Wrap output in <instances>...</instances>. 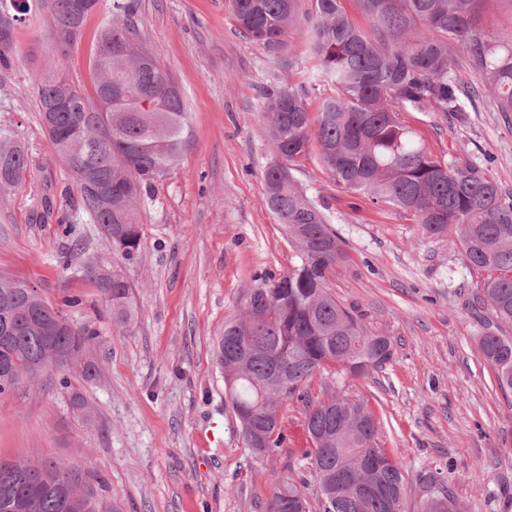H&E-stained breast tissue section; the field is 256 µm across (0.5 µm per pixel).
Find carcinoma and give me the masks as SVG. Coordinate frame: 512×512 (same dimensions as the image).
<instances>
[{
	"label": "carcinoma",
	"mask_w": 512,
	"mask_h": 512,
	"mask_svg": "<svg viewBox=\"0 0 512 512\" xmlns=\"http://www.w3.org/2000/svg\"><path fill=\"white\" fill-rule=\"evenodd\" d=\"M229 0L239 30L276 52L293 29L307 32L314 78L332 85L316 115L302 92L280 91L269 105L268 127L282 159L266 170L264 204L298 250L287 275L263 280L240 313L224 322L216 360L245 444L269 454L286 443L282 405L302 404L309 447L302 458L316 481L318 512H406V475L380 443L368 402L330 387L311 401L310 380L322 370L364 376L393 360L390 337L374 334L329 288L343 259L336 231L321 206L294 183L291 170L316 143L337 183L411 213L425 234L454 229L467 265L485 273L479 298L495 330L479 339L503 392H512V194L476 164L438 158L402 121L404 112H461L462 98L488 91L501 112H512V33L495 43L479 37V0ZM46 10L60 44L80 38L87 16L72 0H0V69L12 66L16 31L33 4ZM130 6L120 0L102 23L92 59L94 95L65 76L62 66L36 72L38 111L57 156L69 169L77 206L99 225L112 248L137 256L141 225L135 208L142 190L178 164L191 137L188 113L170 75L139 49ZM466 45L479 70L465 92L448 75V55ZM29 168L24 146L0 139V188L17 186ZM114 329L126 328L136 307L125 276L106 278L85 264ZM99 333L53 307L26 281L0 274V396L67 359L75 376L91 380L89 351ZM265 512H309L303 485L277 477ZM0 512H104L97 491L75 466L0 457ZM416 512H458L445 481L430 484Z\"/></svg>",
	"instance_id": "cac0c4a2"
}]
</instances>
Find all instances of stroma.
I'll list each match as a JSON object with an SVG mask.
<instances>
[{"label":"stroma","instance_id":"stroma-1","mask_svg":"<svg viewBox=\"0 0 512 512\" xmlns=\"http://www.w3.org/2000/svg\"><path fill=\"white\" fill-rule=\"evenodd\" d=\"M144 48L166 67L189 114L192 146L154 180L136 209L143 235L125 260L76 207L77 190L35 106L32 74L62 62L91 89L90 61L113 0H100L77 43L61 48L46 13L17 34V57L0 72V134L25 145L31 166L0 190V272L27 279L46 301L82 300L100 337L96 380L81 383L92 419L71 405L62 369L44 371L0 397V455L73 464L100 482L115 512H264L274 477L303 479L305 410L284 405L288 444L259 455L246 447L224 390L215 349L259 279L286 275L297 251L263 203L264 175L279 156L268 133L270 93L304 88L317 112L332 88L311 82L300 33L278 53L240 33L225 0H133ZM430 152L479 165L512 192V112L481 95L462 112H407ZM293 176L320 204L344 257L329 277L339 303L372 332L390 336L384 369L346 377L367 399L381 440L407 477L414 512L429 474L450 477L459 512H512V393L483 359L486 314L470 307L481 272L463 260L455 232L428 237L405 211L336 184L310 151ZM72 256L64 265V256ZM124 273L137 313L115 331L84 262ZM220 430L208 447L201 432Z\"/></svg>","mask_w":512,"mask_h":512}]
</instances>
